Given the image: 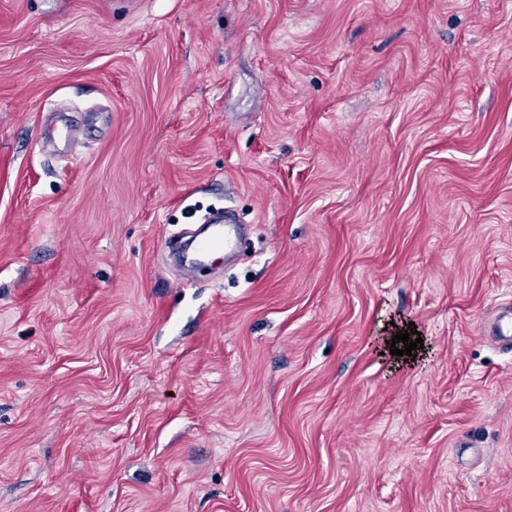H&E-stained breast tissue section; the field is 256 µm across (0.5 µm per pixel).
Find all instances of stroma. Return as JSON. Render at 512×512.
<instances>
[{
    "label": "stroma",
    "instance_id": "35a3bbf8",
    "mask_svg": "<svg viewBox=\"0 0 512 512\" xmlns=\"http://www.w3.org/2000/svg\"><path fill=\"white\" fill-rule=\"evenodd\" d=\"M502 315L512 0H0V512H512ZM234 219L229 215H224L223 211H218L213 221H211L212 230L209 235L199 244L193 257L186 256L183 260L184 267L188 270L194 269L198 264L208 260L212 253L225 252L230 253L234 250L238 228L234 224ZM225 223L224 225H222Z\"/></svg>",
    "mask_w": 512,
    "mask_h": 512
}]
</instances>
